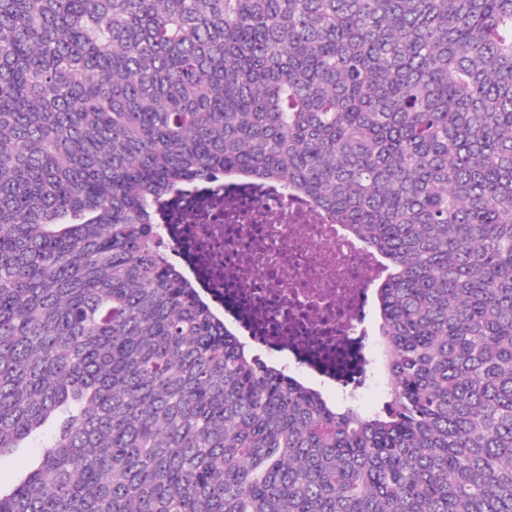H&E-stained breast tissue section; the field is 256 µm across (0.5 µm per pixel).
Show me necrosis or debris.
<instances>
[{
    "label": "necrosis or debris",
    "mask_w": 512,
    "mask_h": 512,
    "mask_svg": "<svg viewBox=\"0 0 512 512\" xmlns=\"http://www.w3.org/2000/svg\"><path fill=\"white\" fill-rule=\"evenodd\" d=\"M159 220L178 266L263 355L346 402L379 388L370 308L383 263L343 225L231 177L191 186Z\"/></svg>",
    "instance_id": "obj_1"
}]
</instances>
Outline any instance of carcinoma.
I'll return each instance as SVG.
<instances>
[{
    "instance_id": "obj_1",
    "label": "carcinoma",
    "mask_w": 512,
    "mask_h": 512,
    "mask_svg": "<svg viewBox=\"0 0 512 512\" xmlns=\"http://www.w3.org/2000/svg\"><path fill=\"white\" fill-rule=\"evenodd\" d=\"M222 173L383 256L388 398L267 364L156 205ZM0 512H512V0H0ZM35 448H20L13 456L0 461V484L11 485L34 461Z\"/></svg>"
}]
</instances>
